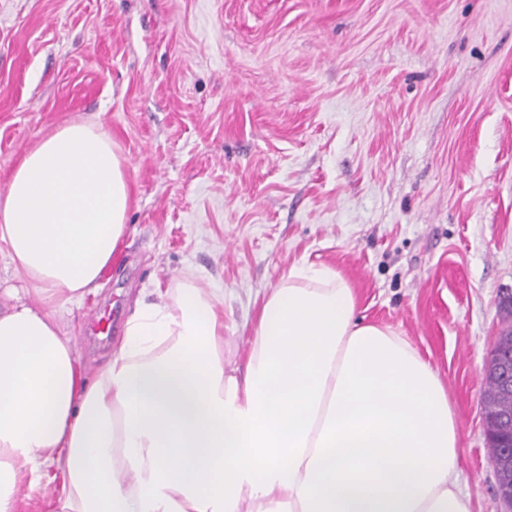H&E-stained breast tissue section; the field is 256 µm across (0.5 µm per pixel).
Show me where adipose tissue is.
Wrapping results in <instances>:
<instances>
[{"label": "adipose tissue", "mask_w": 512, "mask_h": 512, "mask_svg": "<svg viewBox=\"0 0 512 512\" xmlns=\"http://www.w3.org/2000/svg\"><path fill=\"white\" fill-rule=\"evenodd\" d=\"M101 126L42 138L0 193L24 277L0 308V512L55 469V512H472L436 369L356 318L335 269L297 265L263 300L244 373L224 302L192 281L137 301L93 377L56 318L97 288L128 226Z\"/></svg>", "instance_id": "1"}]
</instances>
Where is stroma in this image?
I'll use <instances>...</instances> for the list:
<instances>
[{"label": "stroma", "instance_id": "1", "mask_svg": "<svg viewBox=\"0 0 512 512\" xmlns=\"http://www.w3.org/2000/svg\"><path fill=\"white\" fill-rule=\"evenodd\" d=\"M74 119L132 194L98 289L58 315L87 374L135 300L186 278L223 297L244 370L263 297L325 264L438 371L461 488L505 512L483 391L512 326V0H0V191Z\"/></svg>", "mask_w": 512, "mask_h": 512}]
</instances>
